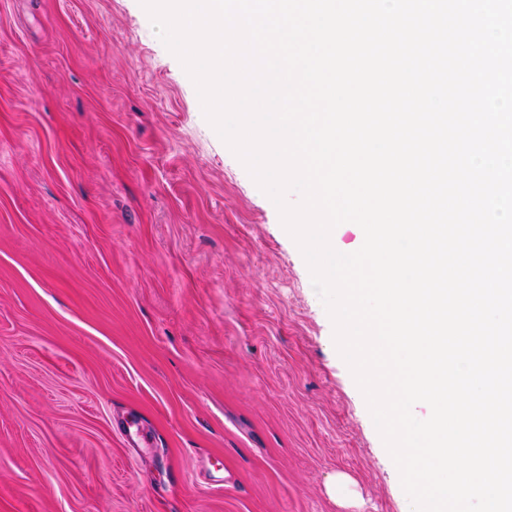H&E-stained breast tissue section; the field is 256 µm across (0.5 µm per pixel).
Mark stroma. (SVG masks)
I'll return each mask as SVG.
<instances>
[{
	"label": "stroma",
	"instance_id": "35a3bbf8",
	"mask_svg": "<svg viewBox=\"0 0 512 512\" xmlns=\"http://www.w3.org/2000/svg\"><path fill=\"white\" fill-rule=\"evenodd\" d=\"M333 335L139 0H0V512H403Z\"/></svg>",
	"mask_w": 512,
	"mask_h": 512
}]
</instances>
